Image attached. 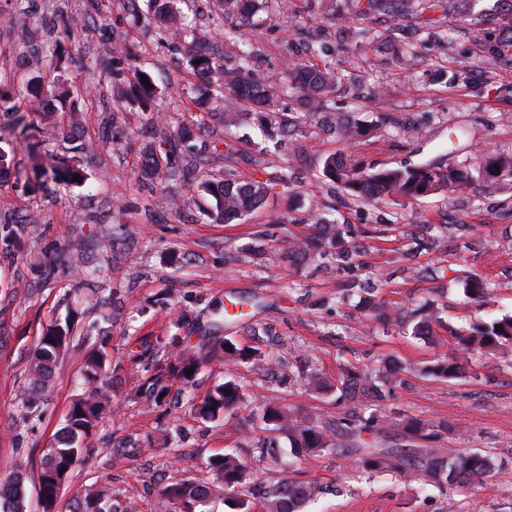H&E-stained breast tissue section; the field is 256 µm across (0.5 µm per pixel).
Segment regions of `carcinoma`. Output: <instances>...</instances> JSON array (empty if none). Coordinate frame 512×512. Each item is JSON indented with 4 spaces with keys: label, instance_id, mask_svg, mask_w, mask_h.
Wrapping results in <instances>:
<instances>
[{
    "label": "carcinoma",
    "instance_id": "obj_1",
    "mask_svg": "<svg viewBox=\"0 0 512 512\" xmlns=\"http://www.w3.org/2000/svg\"><path fill=\"white\" fill-rule=\"evenodd\" d=\"M145 2L141 14L149 21L164 24L162 31L178 40L199 42L197 30L181 22L175 0H125L128 5L140 10L139 2ZM395 0H351L353 14L366 17L373 12L394 8ZM235 63L224 66L220 59L203 52L190 55L193 71L212 77L204 89L181 91L180 99L199 106H220L226 99L244 104L253 111H270L281 93L295 90L302 100L315 112L327 109L324 96L333 91L338 77L327 69L293 63L289 67V83L272 86L255 78L249 69V52L231 53ZM17 74L0 75V111L10 112L11 96L5 86L15 83ZM30 95L39 109L44 125L55 133L72 137L80 125L79 115L70 114L68 127H60L52 120L57 94L30 84ZM165 152L150 145L144 152L142 174L153 179L162 171ZM323 174L341 185L345 191L362 199L382 201L387 198H418L436 191L456 193L474 181L486 180L512 185V157L483 153L460 168L442 167L438 164H422L410 168L385 169L377 173L365 172L349 155L324 159ZM199 191L214 200L213 220L228 223L236 220L262 204L270 192V185L260 180L244 181L232 170L221 178H208L199 184ZM313 235L304 239L293 238L286 243L283 258L290 264L303 262L310 257L326 255L335 250L336 258L351 262L357 255V246L347 240L350 230L338 224L324 213L315 215ZM488 294L487 282L474 277L464 286V295L479 301ZM365 308L376 313L385 325H395L410 332L411 336L426 338L432 335L433 325L439 321L438 309L427 307L416 319L410 320L398 310H388L377 301L367 298ZM71 324H58L44 334L33 353L28 369L29 394L27 409L31 418H40L37 400L48 388L56 363L72 341ZM457 348L451 356L438 357L418 368L424 376L438 379H456L473 360L490 359L512 350V316L492 321L476 320L469 329L454 334ZM172 352L164 360L148 357L141 363L142 374L134 392L143 396L150 404L162 406L168 390L166 380L181 379L186 383L198 374L206 356L195 351V347L180 336L168 342ZM222 355L226 360L248 362L257 356L253 348L242 349L235 342L222 336H212L207 345V356ZM112 357L108 351L106 331L97 332L93 348L89 351L79 380L84 392L72 403L66 415L65 425L56 436L55 443L47 449L39 477L38 494L44 512H53L61 497L65 482L73 468L88 453L84 438L95 428L108 410L112 398L110 379ZM305 385L318 393L336 395L338 402L363 403L382 397V386L388 377L376 381L372 375L355 367L344 370L332 381L318 372H299ZM243 393L232 380L217 383L197 401L190 399L194 414L201 420L211 421L231 413L241 403ZM268 434L257 438L250 446L253 461L265 465H276L280 458V437L288 439L290 447L299 457H321L341 447L354 458L356 466L369 474L396 471L406 478H417L440 491L450 486L464 487L494 475L498 471L495 460L487 453L458 449L450 454L432 443L448 433V423H426L419 419H408L397 423L388 416L372 412L365 416L352 411L336 422L320 426L300 410L291 411L262 405L254 413ZM401 426L406 435L419 440L418 448H393L389 446L388 433L391 428ZM368 433L374 446L364 447L362 435ZM213 473L212 483L193 485L185 481L172 482L158 489V504L162 512H207L205 507L213 499L224 502L230 512H296L301 504L324 493L328 484L319 480L301 481L286 474L277 483L251 493L247 499L240 495L246 484L248 471L244 461L232 449L211 458L208 462ZM0 512H25L22 477L16 475L6 484L0 485ZM66 512H125L106 484L90 489L87 496L77 497L67 505Z\"/></svg>",
    "mask_w": 512,
    "mask_h": 512
}]
</instances>
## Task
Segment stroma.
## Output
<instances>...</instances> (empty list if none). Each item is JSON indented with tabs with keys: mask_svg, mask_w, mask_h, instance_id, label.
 Instances as JSON below:
<instances>
[{
	"mask_svg": "<svg viewBox=\"0 0 512 512\" xmlns=\"http://www.w3.org/2000/svg\"><path fill=\"white\" fill-rule=\"evenodd\" d=\"M183 21L207 32L211 46L243 41L255 77L279 82L288 63L334 70L332 113L371 127L343 139L334 123L303 115L295 94L281 96L265 125L247 108L222 115L212 107L184 109L182 87L202 85L180 43L161 37L125 0H0L12 13L0 31V71L37 59L30 75L43 86L65 79L70 95L57 104L58 125L81 114L77 140L44 137L28 114V138L0 121V147L14 161L0 178V223L23 222L22 249H0V483L25 481L27 512H42L37 488L41 461L81 388L88 325L111 313L114 367L111 408L88 442L90 456L71 473L62 497L99 484L112 487L128 512H157V488L173 481L210 482L207 463L232 448L248 453L249 431L239 419L263 404L302 408L323 422L344 413L333 399L308 391L288 366L328 376L354 366L386 374L388 360L403 367L382 412L429 423L448 422L450 448H478L500 469L483 483L447 492L393 472L374 476L352 459L329 453L298 459V476L335 483L309 512H512V356L473 363L455 380L419 374L427 361L452 354L451 337L467 323L512 315V186L475 183L465 194L440 191L417 199L366 203L324 177L330 155H354L366 172L436 163L459 167L486 149L512 156V15L486 25L475 41L468 20L420 25L410 12L377 19L352 15L349 0H265L253 17L227 12L211 22L204 0H180ZM102 19L98 28L74 26L55 37L59 15ZM149 72L153 111L131 94L136 66ZM193 134V151L171 157L166 172L142 179L146 145ZM80 171L77 181L55 180L53 169ZM233 170L241 179L271 184L265 202L232 224L207 217L211 198L197 185ZM348 225L362 245L351 263L315 258L292 266L281 255L288 238L309 231L312 211ZM489 282L477 303L462 289L471 275ZM387 306L416 309L434 300L439 343L382 329L363 309L362 288ZM238 307L223 336L260 348L263 358L203 365L186 397L203 398L224 378L246 399L231 415L203 421L188 408L151 407L135 396L139 358L157 353L167 337L197 343L210 335L217 306ZM76 313L78 346L59 361L44 416L25 417L27 368L41 336ZM180 429L176 446L165 444Z\"/></svg>",
	"mask_w": 512,
	"mask_h": 512,
	"instance_id": "35a3bbf8",
	"label": "stroma"
}]
</instances>
